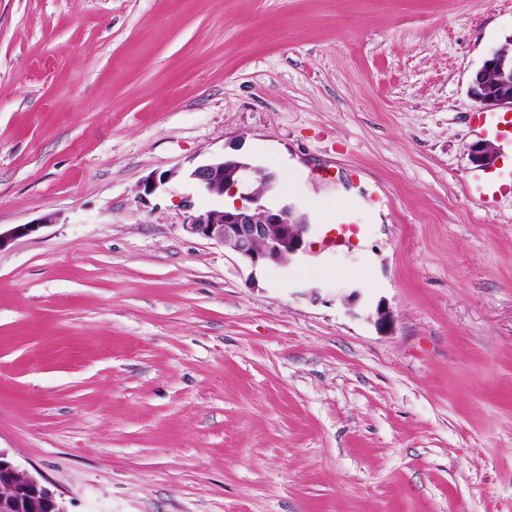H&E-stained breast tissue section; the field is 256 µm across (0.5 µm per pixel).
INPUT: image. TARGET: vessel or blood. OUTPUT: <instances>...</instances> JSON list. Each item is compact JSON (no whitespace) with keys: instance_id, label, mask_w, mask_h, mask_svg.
I'll use <instances>...</instances> for the list:
<instances>
[{"instance_id":"1","label":"vessel or blood","mask_w":512,"mask_h":512,"mask_svg":"<svg viewBox=\"0 0 512 512\" xmlns=\"http://www.w3.org/2000/svg\"><path fill=\"white\" fill-rule=\"evenodd\" d=\"M471 122L508 148L500 165L476 175L480 200L486 203L504 196L512 197V113L475 112Z\"/></svg>"}]
</instances>
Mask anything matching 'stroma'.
Masks as SVG:
<instances>
[{"label":"stroma","mask_w":512,"mask_h":512,"mask_svg":"<svg viewBox=\"0 0 512 512\" xmlns=\"http://www.w3.org/2000/svg\"><path fill=\"white\" fill-rule=\"evenodd\" d=\"M510 40L512 0H0V228L39 225L0 247V450L65 512H512V199L468 120ZM223 154L309 255L186 230Z\"/></svg>","instance_id":"35a3bbf8"}]
</instances>
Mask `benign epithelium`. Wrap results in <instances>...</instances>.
I'll return each mask as SVG.
<instances>
[{
    "mask_svg": "<svg viewBox=\"0 0 512 512\" xmlns=\"http://www.w3.org/2000/svg\"><path fill=\"white\" fill-rule=\"evenodd\" d=\"M493 76L488 84L485 76ZM472 99L483 109H512V53L502 49L483 62L470 85ZM471 160L486 166L494 160L492 147L483 142L470 146ZM188 177L200 191L222 196L239 194L231 208L197 211L188 216L187 230L224 246L250 268L275 263L286 266L307 253L311 227L292 202L267 205L264 192L252 188L262 183L272 188L273 175L244 157H214L193 168ZM39 224H18L0 231V247L35 232ZM0 512H65L55 492L22 470L0 451Z\"/></svg>",
    "mask_w": 512,
    "mask_h": 512,
    "instance_id": "obj_1",
    "label": "benign epithelium"
}]
</instances>
